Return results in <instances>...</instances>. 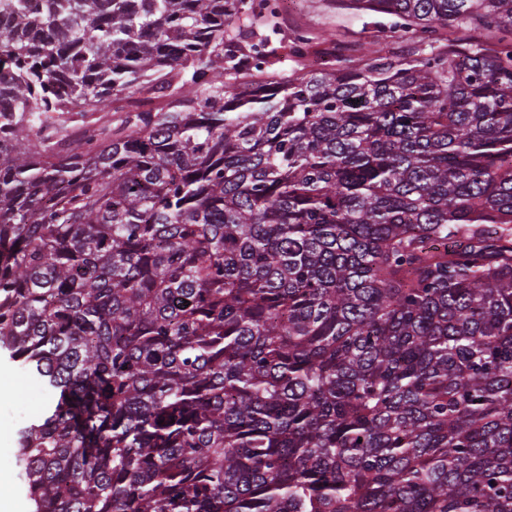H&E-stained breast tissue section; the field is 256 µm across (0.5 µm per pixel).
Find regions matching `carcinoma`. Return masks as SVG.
<instances>
[{"instance_id": "cac0c4a2", "label": "carcinoma", "mask_w": 512, "mask_h": 512, "mask_svg": "<svg viewBox=\"0 0 512 512\" xmlns=\"http://www.w3.org/2000/svg\"><path fill=\"white\" fill-rule=\"evenodd\" d=\"M350 8L413 45L279 55L276 0L0 7L31 512H512V0Z\"/></svg>"}]
</instances>
